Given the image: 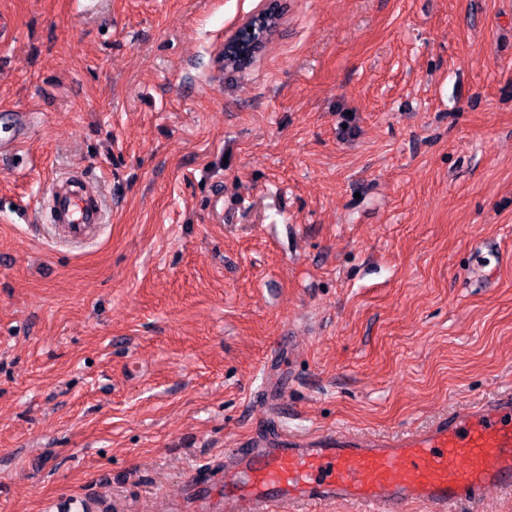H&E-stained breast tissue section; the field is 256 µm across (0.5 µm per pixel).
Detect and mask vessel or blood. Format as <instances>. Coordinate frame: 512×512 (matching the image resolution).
<instances>
[{
    "label": "vessel or blood",
    "mask_w": 512,
    "mask_h": 512,
    "mask_svg": "<svg viewBox=\"0 0 512 512\" xmlns=\"http://www.w3.org/2000/svg\"><path fill=\"white\" fill-rule=\"evenodd\" d=\"M54 223L68 242L95 237L103 216L99 195L53 190ZM217 492L199 489V512H274L283 501L313 506L352 501L366 512H453L491 488L512 491V390L441 417L429 426L365 444L355 434L282 433L224 451Z\"/></svg>",
    "instance_id": "1"
}]
</instances>
